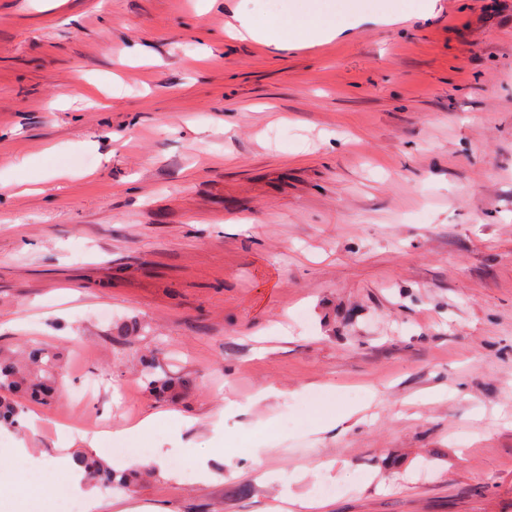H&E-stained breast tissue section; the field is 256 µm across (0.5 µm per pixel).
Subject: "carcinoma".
<instances>
[{"label":"carcinoma","mask_w":512,"mask_h":512,"mask_svg":"<svg viewBox=\"0 0 512 512\" xmlns=\"http://www.w3.org/2000/svg\"><path fill=\"white\" fill-rule=\"evenodd\" d=\"M61 369L62 357L59 353L40 346L26 347L21 359L0 353V424L17 425L25 400L42 405L54 403L60 395ZM143 374L149 377V391L157 396L171 394L178 388L183 391L189 389L188 381L182 379L174 383L166 377L155 375L148 366ZM74 461L87 480L107 488L112 486V470L101 458L77 453Z\"/></svg>","instance_id":"obj_1"}]
</instances>
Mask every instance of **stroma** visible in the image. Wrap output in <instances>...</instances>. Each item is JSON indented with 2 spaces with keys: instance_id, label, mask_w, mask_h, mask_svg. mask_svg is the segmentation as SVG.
I'll list each match as a JSON object with an SVG mask.
<instances>
[{
  "instance_id": "1",
  "label": "stroma",
  "mask_w": 512,
  "mask_h": 512,
  "mask_svg": "<svg viewBox=\"0 0 512 512\" xmlns=\"http://www.w3.org/2000/svg\"><path fill=\"white\" fill-rule=\"evenodd\" d=\"M383 2L278 50L234 10L304 0H0V350L64 359L0 428L30 512L60 449L139 469L113 434L160 412L100 512H512V0ZM143 374L149 377L148 389L153 395L165 396L173 393L177 388H180L182 391H187L190 386L189 382L185 379L179 380L177 383H172L171 379L156 376L148 365L145 366Z\"/></svg>"
}]
</instances>
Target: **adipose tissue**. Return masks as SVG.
I'll return each mask as SVG.
<instances>
[{
    "mask_svg": "<svg viewBox=\"0 0 512 512\" xmlns=\"http://www.w3.org/2000/svg\"><path fill=\"white\" fill-rule=\"evenodd\" d=\"M365 15L368 14L360 0H306L301 12L295 16L269 11L258 18L239 12L235 35L278 49L315 45L335 38L349 27L351 21L363 20Z\"/></svg>",
    "mask_w": 512,
    "mask_h": 512,
    "instance_id": "1",
    "label": "adipose tissue"
}]
</instances>
